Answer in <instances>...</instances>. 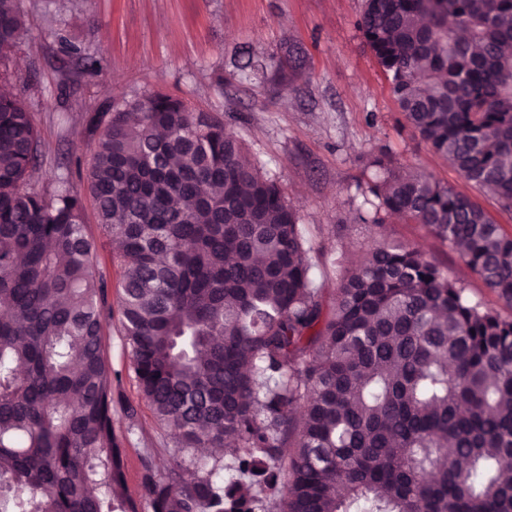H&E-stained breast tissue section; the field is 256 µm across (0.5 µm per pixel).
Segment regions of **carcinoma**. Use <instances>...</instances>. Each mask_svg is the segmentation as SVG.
Returning <instances> with one entry per match:
<instances>
[{"instance_id":"obj_1","label":"carcinoma","mask_w":512,"mask_h":512,"mask_svg":"<svg viewBox=\"0 0 512 512\" xmlns=\"http://www.w3.org/2000/svg\"><path fill=\"white\" fill-rule=\"evenodd\" d=\"M358 28L406 124L512 209V0H364ZM26 31L0 0V66ZM89 163L37 186L38 127L0 94V512H512V316L381 240L326 305L299 213L220 116L160 91L83 115ZM388 214L460 248L512 308V237L387 148ZM117 248L120 330L175 440L126 491L85 196ZM206 468L178 459L222 448ZM233 475L224 477V470Z\"/></svg>"}]
</instances>
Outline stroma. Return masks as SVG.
I'll list each match as a JSON object with an SVG mask.
<instances>
[{
	"instance_id": "stroma-1",
	"label": "stroma",
	"mask_w": 512,
	"mask_h": 512,
	"mask_svg": "<svg viewBox=\"0 0 512 512\" xmlns=\"http://www.w3.org/2000/svg\"><path fill=\"white\" fill-rule=\"evenodd\" d=\"M19 7L27 33L9 70L24 85L40 131L42 181L55 179L64 165L71 175L85 172L83 113L108 97L162 91L195 111L222 116L250 157L276 178L301 216L325 299H332L349 260L384 236L420 246L473 301L502 309V301L459 253L422 225L389 217L376 227L358 218L363 198L357 185L371 176L364 152L384 146L401 164L471 196L512 236V211L461 179L406 126L358 29L363 0H19ZM61 24L71 41L96 59L67 89L53 38ZM287 50L300 62L286 83L257 79L246 67L253 58L275 69ZM84 221L97 246L96 274L106 282L109 303L118 304L122 273L111 261L112 240L94 207L86 208ZM336 224L342 227L337 235L331 231ZM104 339L119 374L112 413L117 434L127 439V487L137 498L143 492L146 449H155L154 467L162 470L173 440L139 392L119 315L108 319Z\"/></svg>"
}]
</instances>
